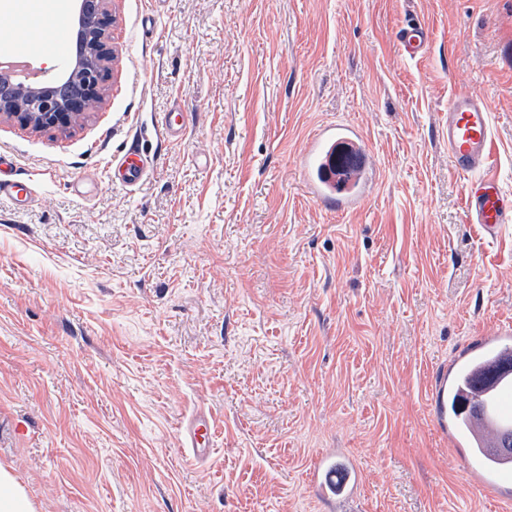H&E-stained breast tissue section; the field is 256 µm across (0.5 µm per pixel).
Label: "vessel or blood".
Returning a JSON list of instances; mask_svg holds the SVG:
<instances>
[{
    "label": "vessel or blood",
    "instance_id": "obj_1",
    "mask_svg": "<svg viewBox=\"0 0 512 512\" xmlns=\"http://www.w3.org/2000/svg\"><path fill=\"white\" fill-rule=\"evenodd\" d=\"M25 26L44 29L49 38L43 45L44 52L57 55L75 53L77 43L70 22L59 15L46 13L24 20ZM429 29L413 23L401 28L397 34L400 48L407 56L418 55L427 45ZM448 156L455 171L473 174L467 194V218L478 225L483 237L492 239L501 225L512 222V201L500 191L494 179L482 176L492 158L490 113L485 100L477 95L459 94L448 100ZM305 160L313 175L311 189L320 199L331 200L336 210L348 212L358 208L368 183L374 163L365 145L355 137L350 127L326 125L312 137L305 153ZM128 173L129 181L139 180L149 167L146 155L133 150L119 161ZM512 351V328L496 329L493 336L463 355L461 362L439 369L432 378L429 403L437 432H448V385L456 378L467 375V363L476 357L508 354ZM469 402L483 406V424L493 431L512 419L506 410L512 400V369L498 366L486 378L471 381L464 388ZM184 444L201 460L211 458L215 425L212 417L199 411L189 417L182 431ZM488 457L480 453L467 463L469 478L494 500H501L505 492L502 481L512 478V467L500 464L488 468ZM351 474L335 454L318 457L314 467V481L327 497H346Z\"/></svg>",
    "mask_w": 512,
    "mask_h": 512
}]
</instances>
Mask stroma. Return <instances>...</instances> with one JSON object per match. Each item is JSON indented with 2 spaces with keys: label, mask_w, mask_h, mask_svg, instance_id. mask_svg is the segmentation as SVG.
Here are the masks:
<instances>
[{
  "label": "stroma",
  "mask_w": 512,
  "mask_h": 512,
  "mask_svg": "<svg viewBox=\"0 0 512 512\" xmlns=\"http://www.w3.org/2000/svg\"><path fill=\"white\" fill-rule=\"evenodd\" d=\"M112 65L70 130L0 123V461L37 512H326L319 453L353 461V512H502L432 422L443 362L512 323V223L484 240L441 136L490 104L512 195V0H109ZM22 12L0 14L47 77ZM425 23L414 59L398 30ZM358 130L378 165L336 214L298 160ZM154 164L129 185V149ZM216 422L211 460L181 429Z\"/></svg>",
  "instance_id": "1"
}]
</instances>
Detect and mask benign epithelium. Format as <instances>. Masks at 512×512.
Returning a JSON list of instances; mask_svg holds the SVG:
<instances>
[{
	"label": "benign epithelium",
	"instance_id": "obj_1",
	"mask_svg": "<svg viewBox=\"0 0 512 512\" xmlns=\"http://www.w3.org/2000/svg\"><path fill=\"white\" fill-rule=\"evenodd\" d=\"M107 2L80 0L76 37L83 51L64 74L43 84L24 83L9 63L0 65L1 123L16 120L37 131L64 132L101 99L109 62Z\"/></svg>",
	"mask_w": 512,
	"mask_h": 512
}]
</instances>
